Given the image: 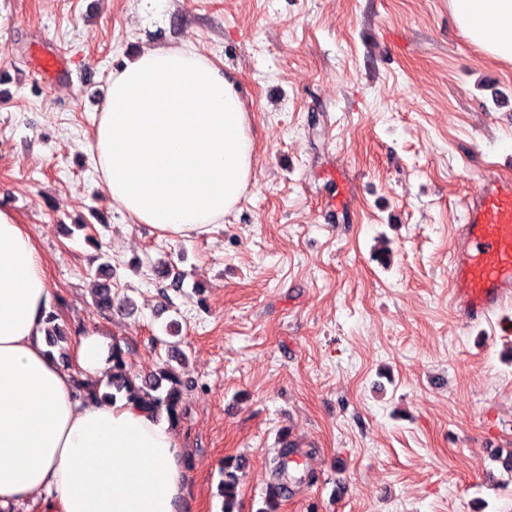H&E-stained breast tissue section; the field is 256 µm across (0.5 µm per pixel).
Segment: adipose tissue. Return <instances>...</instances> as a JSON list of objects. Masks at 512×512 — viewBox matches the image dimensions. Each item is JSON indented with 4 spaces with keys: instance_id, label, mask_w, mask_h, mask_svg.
<instances>
[{
    "instance_id": "obj_1",
    "label": "adipose tissue",
    "mask_w": 512,
    "mask_h": 512,
    "mask_svg": "<svg viewBox=\"0 0 512 512\" xmlns=\"http://www.w3.org/2000/svg\"><path fill=\"white\" fill-rule=\"evenodd\" d=\"M448 12L512 64V0H448ZM87 154L121 212L173 242L212 232L255 175L245 104L190 44L143 48L113 73ZM50 300L35 234L0 208V512L41 493L59 512H179L172 427L126 397L80 393L111 369L112 347L84 328L63 366L45 340Z\"/></svg>"
}]
</instances>
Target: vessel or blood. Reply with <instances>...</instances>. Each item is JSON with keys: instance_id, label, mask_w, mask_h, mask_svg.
<instances>
[{"instance_id": "obj_1", "label": "vessel or blood", "mask_w": 512, "mask_h": 512, "mask_svg": "<svg viewBox=\"0 0 512 512\" xmlns=\"http://www.w3.org/2000/svg\"><path fill=\"white\" fill-rule=\"evenodd\" d=\"M463 214L448 274L455 286L451 304L472 324L512 300V180L486 177L466 197Z\"/></svg>"}]
</instances>
